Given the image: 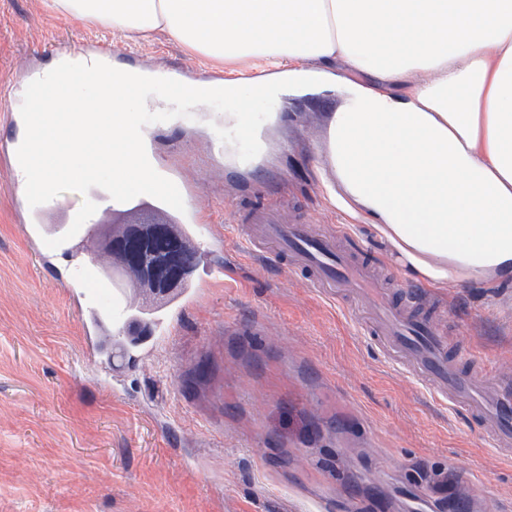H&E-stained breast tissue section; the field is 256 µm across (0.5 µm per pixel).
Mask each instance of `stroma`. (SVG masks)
Instances as JSON below:
<instances>
[{
    "label": "stroma",
    "instance_id": "stroma-1",
    "mask_svg": "<svg viewBox=\"0 0 512 512\" xmlns=\"http://www.w3.org/2000/svg\"><path fill=\"white\" fill-rule=\"evenodd\" d=\"M108 44L113 66L197 71L225 79L256 63L212 64L167 35H120L0 0V87L25 62L45 69L83 41ZM336 93L259 100V136L224 126L238 100L212 97L193 118L149 124L161 164L198 191L208 264L237 267L175 312L166 335L111 360L84 310L95 285L61 272L95 259L81 248L28 242L17 187L0 165V512H512V456L490 445L491 422L437 402L390 363L363 328L356 296L339 303L301 273L251 253L228 216L271 200L281 217L347 226L391 288L411 282L370 228L326 200L320 179L325 116ZM225 130L233 158L214 156ZM448 355L488 387L512 384V284L431 288L421 308Z\"/></svg>",
    "mask_w": 512,
    "mask_h": 512
}]
</instances>
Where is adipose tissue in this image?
<instances>
[{
  "mask_svg": "<svg viewBox=\"0 0 512 512\" xmlns=\"http://www.w3.org/2000/svg\"><path fill=\"white\" fill-rule=\"evenodd\" d=\"M132 42L164 33L272 79L230 81L242 106L336 88L321 174L405 275L434 288L512 281V0H41ZM343 62L367 74L344 82Z\"/></svg>",
  "mask_w": 512,
  "mask_h": 512,
  "instance_id": "adipose-tissue-1",
  "label": "adipose tissue"
}]
</instances>
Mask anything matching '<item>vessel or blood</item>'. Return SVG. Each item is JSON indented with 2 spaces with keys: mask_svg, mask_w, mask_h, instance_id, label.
Instances as JSON below:
<instances>
[{
  "mask_svg": "<svg viewBox=\"0 0 512 512\" xmlns=\"http://www.w3.org/2000/svg\"><path fill=\"white\" fill-rule=\"evenodd\" d=\"M37 76L32 68L16 73L8 88L0 92V98L8 107H15L17 92L25 90ZM175 184L186 207L178 230L196 248H204L205 238L198 226L196 189L180 178ZM87 199V205L73 210L57 201L32 207L25 197H18L17 207L26 236L39 241L53 240L51 225L62 223L67 227V239L72 240L80 238L85 225L104 223L120 210L130 213L142 224L155 223L171 211L170 206L149 195L120 203L103 189L93 188ZM242 222L252 252L280 259L290 269L307 271L311 287L327 297L341 298L343 291L350 288L368 299L370 308L365 329L385 356L424 384L436 401L495 421L497 447L505 451L512 449V393L503 390L486 394L483 385L461 375L448 359L446 339L426 321L413 318L406 310L395 306L385 287L374 278L369 263L342 249L336 232H319L303 221L281 223L275 208L264 204L249 207ZM109 324L134 333L142 328L140 319L131 316L129 306L113 297L107 298L104 309L94 308L86 315V326L92 332H101Z\"/></svg>",
  "mask_w": 512,
  "mask_h": 512,
  "instance_id": "1",
  "label": "vessel or blood"
}]
</instances>
